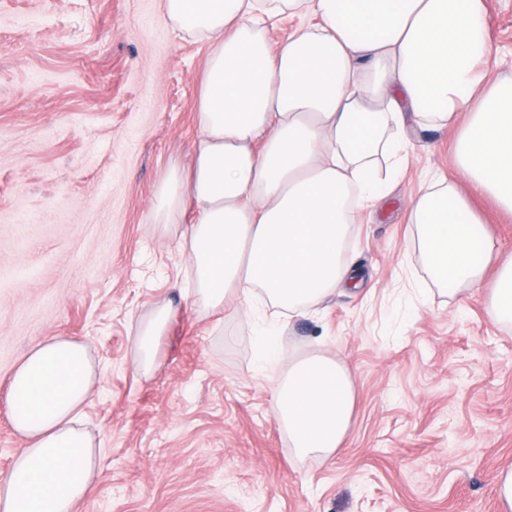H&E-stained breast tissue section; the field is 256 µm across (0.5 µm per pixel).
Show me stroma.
<instances>
[{
  "label": "stroma",
  "instance_id": "1",
  "mask_svg": "<svg viewBox=\"0 0 512 512\" xmlns=\"http://www.w3.org/2000/svg\"><path fill=\"white\" fill-rule=\"evenodd\" d=\"M512 77V0H485ZM208 42L164 0H0V475L23 440L8 418L15 368L50 336L86 343L83 409L98 476L78 512H512V324L490 291H444L421 260L411 207L434 180L466 197L512 256V212L476 192L445 127L411 136L384 203L360 210V288L294 319L248 316L230 295L195 304L155 194L187 167ZM170 306L155 364L134 367L138 325ZM277 322L279 374L323 355L355 389L331 459L297 456L274 414L260 335Z\"/></svg>",
  "mask_w": 512,
  "mask_h": 512
}]
</instances>
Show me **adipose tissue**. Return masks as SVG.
Segmentation results:
<instances>
[{"mask_svg": "<svg viewBox=\"0 0 512 512\" xmlns=\"http://www.w3.org/2000/svg\"><path fill=\"white\" fill-rule=\"evenodd\" d=\"M165 10L210 43L191 167L172 170L155 202L158 220L194 215L179 249L198 304L259 291L300 314L359 287L345 248L351 199H386L379 167L398 174L412 130L462 113L461 168L512 210V80L487 81L484 0H165ZM284 12L301 22L275 47L265 23ZM411 217L433 282L482 287L496 245L452 186H429ZM169 316L141 325L139 370L152 369ZM93 379L86 345L55 337L16 368L9 419L26 446L0 478V512H76L91 492L97 452L80 418ZM353 406L349 373L325 357L297 362L276 387V418L302 457L334 455Z\"/></svg>", "mask_w": 512, "mask_h": 512, "instance_id": "adipose-tissue-1", "label": "adipose tissue"}]
</instances>
